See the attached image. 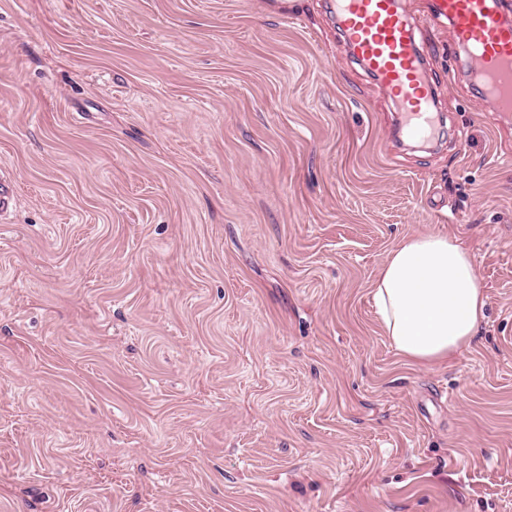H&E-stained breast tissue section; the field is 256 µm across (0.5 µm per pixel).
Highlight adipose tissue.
<instances>
[{
    "mask_svg": "<svg viewBox=\"0 0 512 512\" xmlns=\"http://www.w3.org/2000/svg\"><path fill=\"white\" fill-rule=\"evenodd\" d=\"M472 255L445 233L404 238L371 291L372 306L395 352L421 365L472 346L486 307Z\"/></svg>",
    "mask_w": 512,
    "mask_h": 512,
    "instance_id": "1",
    "label": "adipose tissue"
}]
</instances>
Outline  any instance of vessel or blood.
<instances>
[{
	"instance_id": "1",
	"label": "vessel or blood",
	"mask_w": 512,
	"mask_h": 512,
	"mask_svg": "<svg viewBox=\"0 0 512 512\" xmlns=\"http://www.w3.org/2000/svg\"><path fill=\"white\" fill-rule=\"evenodd\" d=\"M430 20L446 23L452 50H466L484 95L512 112V0H429ZM336 22L351 56L404 118L408 137L431 130L435 94L416 42V20L398 0H335Z\"/></svg>"
}]
</instances>
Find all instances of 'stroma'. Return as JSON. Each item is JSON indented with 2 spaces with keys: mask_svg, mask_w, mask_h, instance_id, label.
Wrapping results in <instances>:
<instances>
[{
  "mask_svg": "<svg viewBox=\"0 0 512 512\" xmlns=\"http://www.w3.org/2000/svg\"><path fill=\"white\" fill-rule=\"evenodd\" d=\"M418 38L410 142L332 0H0V512H512V112ZM437 231L423 367L369 292ZM472 255L448 233L404 238L371 291L372 306L395 352L433 365L472 346L486 307Z\"/></svg>",
  "mask_w": 512,
  "mask_h": 512,
  "instance_id": "stroma-1",
  "label": "stroma"
}]
</instances>
